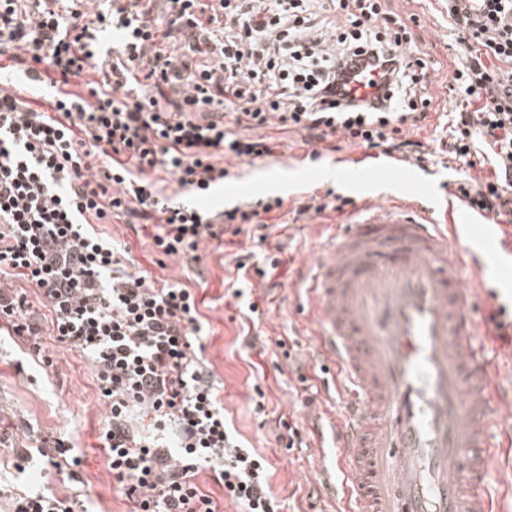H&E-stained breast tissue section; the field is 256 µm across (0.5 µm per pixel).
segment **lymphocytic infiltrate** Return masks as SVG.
Here are the masks:
<instances>
[{
  "instance_id": "obj_1",
  "label": "lymphocytic infiltrate",
  "mask_w": 512,
  "mask_h": 512,
  "mask_svg": "<svg viewBox=\"0 0 512 512\" xmlns=\"http://www.w3.org/2000/svg\"><path fill=\"white\" fill-rule=\"evenodd\" d=\"M315 0H0V53L24 82L0 87V332L48 372L52 340L79 354L108 408L99 428L128 512H220L202 470L241 512H278L268 462L230 431L198 355L192 289L159 280L114 240L112 219L158 225L167 257L264 225L280 197L212 211L202 195L231 162L274 156L268 128L415 158L431 116L429 55H406L416 14L391 0H335L312 36ZM469 48L449 90V159L478 214L512 216V0H448ZM120 40L107 44L110 30ZM368 79L371 97L351 85ZM50 85L40 100V85ZM80 496L20 493L14 512H79Z\"/></svg>"
}]
</instances>
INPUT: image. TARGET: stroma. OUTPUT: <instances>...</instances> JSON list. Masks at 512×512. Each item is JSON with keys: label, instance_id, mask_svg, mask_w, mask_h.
<instances>
[{"label": "stroma", "instance_id": "1", "mask_svg": "<svg viewBox=\"0 0 512 512\" xmlns=\"http://www.w3.org/2000/svg\"><path fill=\"white\" fill-rule=\"evenodd\" d=\"M398 13H416L423 24L417 47L438 61L440 68L430 76V91L436 104L449 103L448 84L454 70L469 54L448 23L446 0H393ZM300 136L284 135L274 157L236 164L230 178L203 198L199 207H230L244 198L281 197L282 210L274 212L265 242L253 239L252 231L223 237L221 242L201 246L200 262L160 259L154 250V224H126L113 220L111 230L126 241L132 255L153 275L192 288L202 300L204 315L201 342L203 357L222 385L224 412L234 434L256 449L270 464V484L279 500L280 512H339L335 498L321 492L319 470L334 456L326 440L313 429L317 420L340 416L342 398L326 391L324 368L317 359L314 327L307 320L303 293L291 288L315 253L324 250L333 233L332 212L296 218L295 204L324 197L326 191L346 198L344 222L359 220L356 200L365 196L389 206L416 201L419 189L411 175L370 184L359 178L337 177L333 156L310 160ZM425 191L426 204L445 212L456 200V188L464 177L460 164H435ZM320 173L312 180L310 172ZM253 251L258 259H278L269 280L254 273L238 276L236 258ZM252 286L250 297L233 298L234 289ZM257 301L259 314L248 309ZM16 338L0 339V512H11L9 489L31 492L49 487L58 496H71L75 487L66 474L44 458L35 456L24 469L11 467L17 451L34 439H64L79 448L84 459L81 479L88 486L90 512H125L99 447L98 428L107 408L98 395L86 362L77 354L60 355L58 374L49 376L32 364ZM303 427L304 445L287 448L286 424Z\"/></svg>", "mask_w": 512, "mask_h": 512}]
</instances>
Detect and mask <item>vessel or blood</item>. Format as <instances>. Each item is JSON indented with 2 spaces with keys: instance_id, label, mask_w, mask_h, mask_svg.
Wrapping results in <instances>:
<instances>
[{
  "instance_id": "1",
  "label": "vessel or blood",
  "mask_w": 512,
  "mask_h": 512,
  "mask_svg": "<svg viewBox=\"0 0 512 512\" xmlns=\"http://www.w3.org/2000/svg\"><path fill=\"white\" fill-rule=\"evenodd\" d=\"M337 172L373 182L405 172L400 156ZM487 217L458 224L425 207H378L315 255L298 288L317 326L318 351L344 398L330 426L336 463L325 485L343 512H495L486 475L512 446L504 415L512 399L491 380L496 331L474 317L462 270L481 278L491 253L479 242L512 234Z\"/></svg>"
}]
</instances>
